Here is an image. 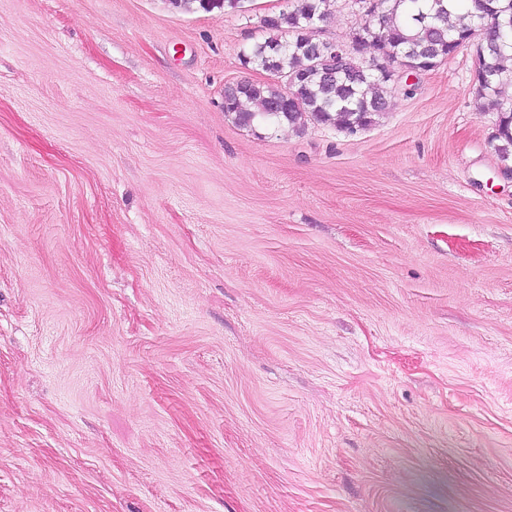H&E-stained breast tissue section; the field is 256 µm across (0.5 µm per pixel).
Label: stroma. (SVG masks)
I'll use <instances>...</instances> for the list:
<instances>
[{"label": "stroma", "mask_w": 512, "mask_h": 512, "mask_svg": "<svg viewBox=\"0 0 512 512\" xmlns=\"http://www.w3.org/2000/svg\"><path fill=\"white\" fill-rule=\"evenodd\" d=\"M0 0V512H512V171L467 50L243 127L260 18Z\"/></svg>", "instance_id": "35a3bbf8"}]
</instances>
